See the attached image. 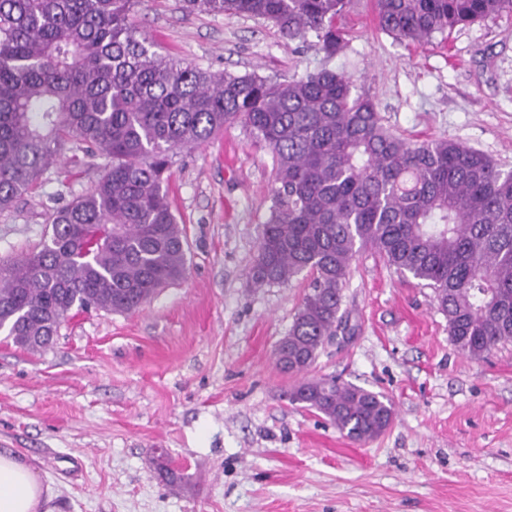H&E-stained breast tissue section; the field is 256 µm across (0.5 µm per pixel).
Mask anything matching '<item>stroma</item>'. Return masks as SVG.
Segmentation results:
<instances>
[{
  "label": "stroma",
  "mask_w": 512,
  "mask_h": 512,
  "mask_svg": "<svg viewBox=\"0 0 512 512\" xmlns=\"http://www.w3.org/2000/svg\"><path fill=\"white\" fill-rule=\"evenodd\" d=\"M138 37L214 72L286 81L320 69L314 38L270 22L138 0ZM328 64L409 140L453 139L512 170V13L413 45L378 29L375 0H349ZM99 165L61 159L0 214V259L33 251L48 217L89 190ZM273 158L239 124L174 151L168 196L185 279L130 314L73 311L30 352L0 332V449L49 485L54 512H512V341L457 352L431 289L360 253L343 289L351 333L304 376L274 349L309 291L302 275L255 287ZM387 396L390 427L349 440L290 403L301 378Z\"/></svg>",
  "instance_id": "1"
}]
</instances>
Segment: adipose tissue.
<instances>
[{"instance_id": "1", "label": "adipose tissue", "mask_w": 512, "mask_h": 512, "mask_svg": "<svg viewBox=\"0 0 512 512\" xmlns=\"http://www.w3.org/2000/svg\"><path fill=\"white\" fill-rule=\"evenodd\" d=\"M53 492L16 454L0 451V512H53Z\"/></svg>"}]
</instances>
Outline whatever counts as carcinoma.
<instances>
[{
  "label": "carcinoma",
  "mask_w": 512,
  "mask_h": 512,
  "mask_svg": "<svg viewBox=\"0 0 512 512\" xmlns=\"http://www.w3.org/2000/svg\"><path fill=\"white\" fill-rule=\"evenodd\" d=\"M135 0H0V211L37 188L68 151L103 160L94 188L49 216L40 247L4 265L0 329L50 347L69 313H128L187 274L183 231L163 188L171 153L226 125L273 154L269 216L255 285L312 277L276 363L300 374L336 335L356 256L372 250L432 289L456 351L512 341V171L451 139L412 142L384 126L374 99L326 66L280 82L167 59L136 37ZM346 0H183L191 11L312 34L325 57L345 45ZM512 0H375L381 30L414 44L500 12ZM346 437L391 424L383 395L334 377L289 394Z\"/></svg>",
  "instance_id": "1"
}]
</instances>
